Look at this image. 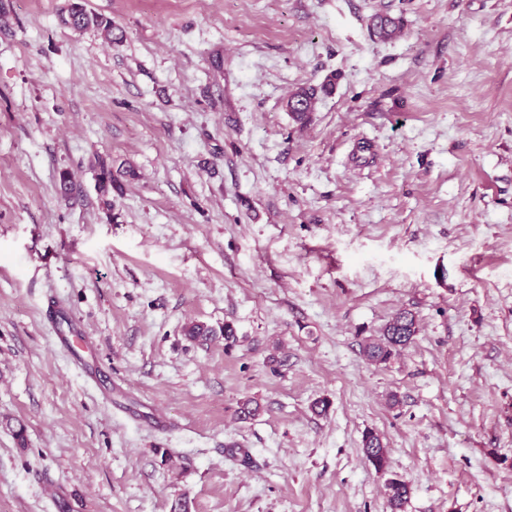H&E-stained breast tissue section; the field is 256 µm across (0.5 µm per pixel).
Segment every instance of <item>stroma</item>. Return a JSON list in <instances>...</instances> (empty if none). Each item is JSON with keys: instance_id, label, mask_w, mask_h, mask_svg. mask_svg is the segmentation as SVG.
I'll list each match as a JSON object with an SVG mask.
<instances>
[{"instance_id": "1", "label": "stroma", "mask_w": 512, "mask_h": 512, "mask_svg": "<svg viewBox=\"0 0 512 512\" xmlns=\"http://www.w3.org/2000/svg\"><path fill=\"white\" fill-rule=\"evenodd\" d=\"M68 3L0 0V512H512V0ZM61 21L75 30H85L90 27L101 29L112 39V21L101 15L88 12L80 1L70 4L67 14H62ZM316 96L317 90L311 87H299L293 91L285 105L289 116L296 122L308 121L311 112L315 110ZM417 332L415 315L409 310H402L386 324L381 336L366 339L363 352L376 364L388 363L414 341ZM363 452L366 460L378 471L387 466V448L382 438L375 431H366L363 436ZM385 488L390 511L401 512L411 494L409 484L402 479L391 478L386 481Z\"/></svg>"}]
</instances>
